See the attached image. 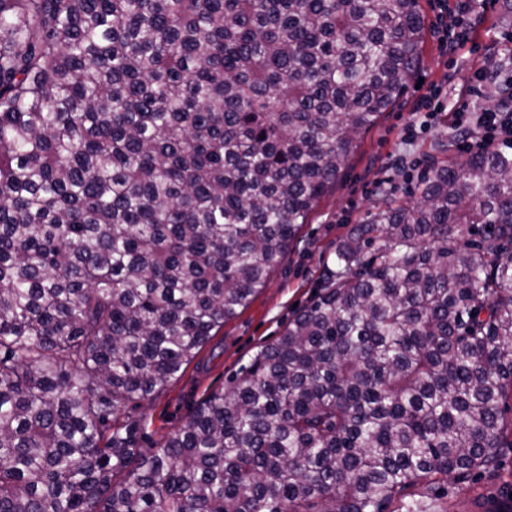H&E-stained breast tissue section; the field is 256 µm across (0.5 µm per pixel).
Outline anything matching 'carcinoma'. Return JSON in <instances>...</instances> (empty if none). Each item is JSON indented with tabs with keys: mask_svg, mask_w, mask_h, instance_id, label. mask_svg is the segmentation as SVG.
Returning <instances> with one entry per match:
<instances>
[{
	"mask_svg": "<svg viewBox=\"0 0 512 512\" xmlns=\"http://www.w3.org/2000/svg\"><path fill=\"white\" fill-rule=\"evenodd\" d=\"M419 0H0V512H448L512 448V153L436 166L158 448L418 69Z\"/></svg>",
	"mask_w": 512,
	"mask_h": 512,
	"instance_id": "carcinoma-1",
	"label": "carcinoma"
}]
</instances>
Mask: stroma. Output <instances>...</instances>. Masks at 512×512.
Returning <instances> with one entry per match:
<instances>
[{
    "label": "stroma",
    "mask_w": 512,
    "mask_h": 512,
    "mask_svg": "<svg viewBox=\"0 0 512 512\" xmlns=\"http://www.w3.org/2000/svg\"><path fill=\"white\" fill-rule=\"evenodd\" d=\"M419 3L426 35L418 76L430 85L453 74L448 88L450 104L459 107L471 103L465 88L472 68L494 63L501 48L512 39V0H488L471 41L448 57L442 55L437 43L436 5L433 0ZM420 95L419 89L408 87L397 105L362 135L335 188L320 200L303 224L299 247L287 254L250 305L226 322L162 393L128 409L130 421L138 425V446L142 451L159 447L185 424L208 394L231 389L241 368L281 336L297 310L310 304L337 244L353 225L363 222L367 211L381 204L383 191L409 198L418 179L434 165L451 159L465 160V153L456 146L453 130L444 122L413 142H402L401 132L411 118L410 107Z\"/></svg>",
    "instance_id": "stroma-1"
}]
</instances>
